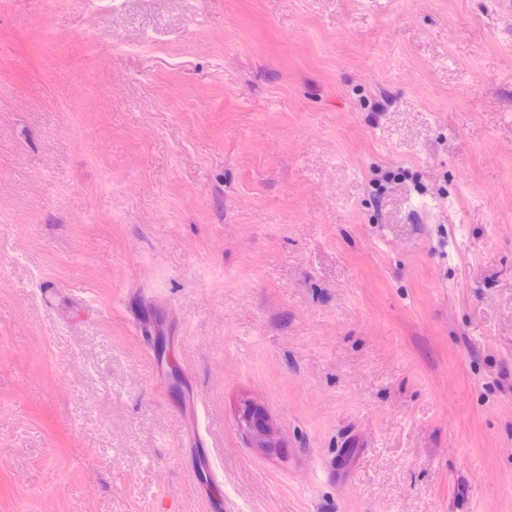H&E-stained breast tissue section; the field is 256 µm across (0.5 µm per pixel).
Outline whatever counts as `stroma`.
<instances>
[{"label": "stroma", "instance_id": "1", "mask_svg": "<svg viewBox=\"0 0 512 512\" xmlns=\"http://www.w3.org/2000/svg\"><path fill=\"white\" fill-rule=\"evenodd\" d=\"M219 504L512 512V0H0V512ZM241 422L243 426L245 424L259 448H280L274 427L263 413L254 409L244 410Z\"/></svg>", "mask_w": 512, "mask_h": 512}]
</instances>
